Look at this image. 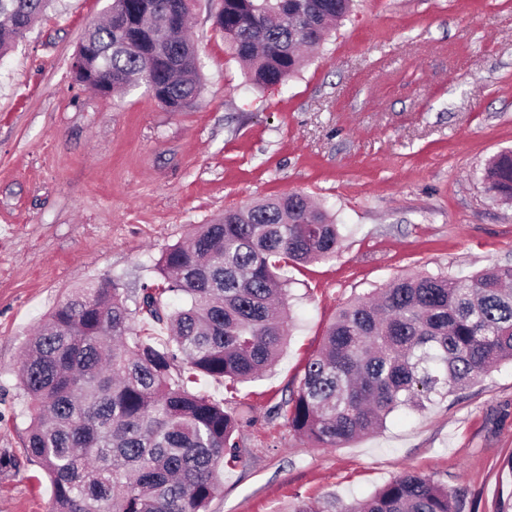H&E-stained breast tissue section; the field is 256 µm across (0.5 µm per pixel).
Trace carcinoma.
Segmentation results:
<instances>
[{"label":"carcinoma","mask_w":512,"mask_h":512,"mask_svg":"<svg viewBox=\"0 0 512 512\" xmlns=\"http://www.w3.org/2000/svg\"><path fill=\"white\" fill-rule=\"evenodd\" d=\"M48 0H0V53L23 37ZM354 0H221L219 29L258 87L301 66ZM189 0H112L95 47L73 71L112 91L144 85L171 112L200 93L188 36ZM486 180L512 200V151L491 160ZM341 234L303 193L228 208L170 246L135 309L111 279L57 305L32 337L19 377L34 414L25 455L50 478L49 512H208L224 464L237 461L239 413L195 390L202 378L229 391L258 379L288 337V263L328 260ZM184 304L167 311L163 296ZM167 326L156 341L136 313ZM512 362V266L469 277H397L343 307L307 361L297 390L278 406L288 428L323 448L381 429L399 408L423 411ZM290 512H463L457 489L406 474L372 495Z\"/></svg>","instance_id":"1"}]
</instances>
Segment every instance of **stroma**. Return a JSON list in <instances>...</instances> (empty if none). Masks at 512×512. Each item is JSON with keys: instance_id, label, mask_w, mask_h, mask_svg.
<instances>
[{"instance_id": "35a3bbf8", "label": "stroma", "mask_w": 512, "mask_h": 512, "mask_svg": "<svg viewBox=\"0 0 512 512\" xmlns=\"http://www.w3.org/2000/svg\"><path fill=\"white\" fill-rule=\"evenodd\" d=\"M110 0H53L0 55V512H47L51 483L24 456L22 351L57 304L112 279L130 300L170 246L224 209L300 191L338 224L333 259L288 270L277 360L236 398L239 459L210 512H289L365 498L412 472L496 512L512 493V363L376 433L320 448L275 407L339 310L410 273L512 265V203L485 168L512 150V0H355L283 85L255 87L191 0L201 92L182 112L145 87L103 95L73 57Z\"/></svg>"}]
</instances>
